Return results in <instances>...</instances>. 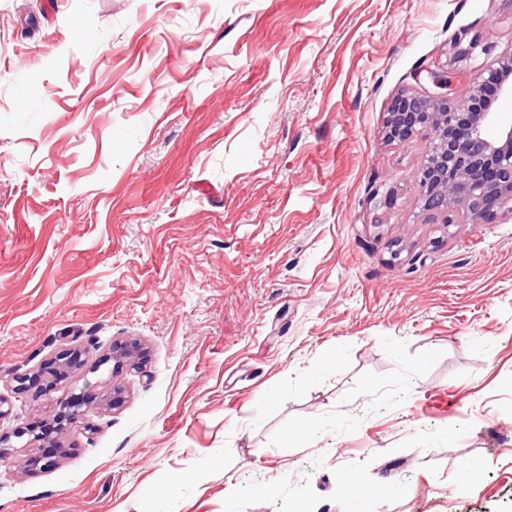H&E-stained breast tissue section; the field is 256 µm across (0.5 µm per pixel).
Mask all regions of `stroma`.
Returning <instances> with one entry per match:
<instances>
[{
    "mask_svg": "<svg viewBox=\"0 0 512 512\" xmlns=\"http://www.w3.org/2000/svg\"><path fill=\"white\" fill-rule=\"evenodd\" d=\"M511 54L512 0H0V512H512V216L441 224L383 134ZM111 358L113 361V369H123V367H126L133 370H142L144 366L142 349L140 344L136 341L125 340L113 343L111 355L99 361H108Z\"/></svg>",
    "mask_w": 512,
    "mask_h": 512,
    "instance_id": "obj_1",
    "label": "stroma"
}]
</instances>
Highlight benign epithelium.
I'll use <instances>...</instances> for the list:
<instances>
[{
  "label": "benign epithelium",
  "mask_w": 512,
  "mask_h": 512,
  "mask_svg": "<svg viewBox=\"0 0 512 512\" xmlns=\"http://www.w3.org/2000/svg\"><path fill=\"white\" fill-rule=\"evenodd\" d=\"M499 71L487 69L472 82L469 93L478 94L483 82L495 76L496 92L512 97V82L504 74L512 73V56ZM430 89L425 102L429 107L422 112L406 109V98H396L387 113L385 136L391 141H405L424 131H438L428 142L425 157L416 173L421 202H426L430 190L445 196L444 224H488L504 209L512 214V125H498L495 112H470L467 101L450 97L452 77L445 72H431ZM113 367L140 370L144 366L142 349L135 341L112 344L110 355ZM61 371L79 370L86 365L73 350L56 354ZM17 388L25 391L38 385L44 392L54 389L53 382L35 374L15 377ZM88 393L70 396L58 418L63 426L72 412H82ZM65 449L57 448L29 458L32 466L48 470L56 467Z\"/></svg>",
  "instance_id": "benign-epithelium-1"
}]
</instances>
